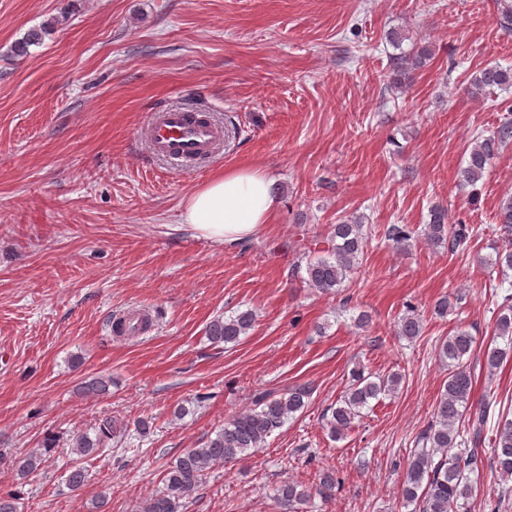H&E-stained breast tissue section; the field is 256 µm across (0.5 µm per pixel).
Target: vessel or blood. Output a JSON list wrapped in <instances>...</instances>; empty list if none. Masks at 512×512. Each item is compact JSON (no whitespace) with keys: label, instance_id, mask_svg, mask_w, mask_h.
Wrapping results in <instances>:
<instances>
[{"label":"vessel or blood","instance_id":"obj_1","mask_svg":"<svg viewBox=\"0 0 512 512\" xmlns=\"http://www.w3.org/2000/svg\"><path fill=\"white\" fill-rule=\"evenodd\" d=\"M221 138L219 128L178 109L152 112L146 128L150 151L174 162L211 156Z\"/></svg>","mask_w":512,"mask_h":512}]
</instances>
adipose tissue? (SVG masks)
Listing matches in <instances>:
<instances>
[{"label":"adipose tissue","instance_id":"ef3b65f1","mask_svg":"<svg viewBox=\"0 0 512 512\" xmlns=\"http://www.w3.org/2000/svg\"><path fill=\"white\" fill-rule=\"evenodd\" d=\"M274 181L252 163L213 175L186 197L181 223L195 236L233 245L261 234L279 206Z\"/></svg>","mask_w":512,"mask_h":512}]
</instances>
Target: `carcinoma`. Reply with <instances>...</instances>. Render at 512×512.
Here are the masks:
<instances>
[{
	"instance_id": "cac0c4a2",
	"label": "carcinoma",
	"mask_w": 512,
	"mask_h": 512,
	"mask_svg": "<svg viewBox=\"0 0 512 512\" xmlns=\"http://www.w3.org/2000/svg\"><path fill=\"white\" fill-rule=\"evenodd\" d=\"M50 26L33 28L11 47L17 57L29 53V48L42 43ZM429 50L419 48L412 56L398 55L391 63L396 76L407 79L424 65ZM512 87V68L487 65L480 69L470 82L469 93L481 94L493 88ZM512 146V120L506 119L488 136H482L471 147L466 165L460 177L468 185H476L484 176L487 166L504 150ZM424 227L425 239L434 245H448V251H465L476 235L475 229L466 224L448 223V211L436 204L428 213ZM496 223L505 245L494 248L495 257L490 264L499 267L502 282L509 283L508 271H512V196L505 199L498 209ZM385 238L397 248L409 245L412 231L407 224H391L385 230ZM367 243V233L362 217L344 216L331 225L327 236V248L322 254L306 263L304 281L311 288L332 293L359 265ZM152 323V318L138 310H132L110 320L113 333L136 338ZM254 315L243 311L228 317H217L207 326V335L215 344H235L252 328ZM423 322L417 310L409 306L398 321V335L414 339L421 335ZM494 336L509 338L508 347L488 346L483 352L484 364L489 372L499 369L512 358V294H506L499 305L494 325ZM475 337L458 327L444 339L440 347L442 361L447 363L448 378L434 412V420L423 430L416 448L409 458L402 480L404 506L412 512H470V501L479 493V479L483 471V456L479 445L489 415L490 402H472L476 385L467 361L473 351ZM402 375L392 373L373 377L361 370L352 373L345 394L331 408L326 425L334 438L349 430L370 401L381 394L397 392ZM311 395L306 384L294 385L280 391H259L253 395L252 406L220 429L200 448H188L165 470L164 487L146 497L139 504V512H184L187 500L193 498L203 485L206 475L213 469L230 464L251 448L262 447L266 439L281 429L288 419L304 410ZM95 435L77 433L68 441L77 462L71 467L67 482L76 490L86 480V469L81 461L102 451L112 438L121 434L117 424L106 419L94 428ZM56 447V439L46 436L42 448L11 459V466L20 478L25 479L42 469L46 456ZM490 469L497 473L504 484L500 500L512 496V419L498 421L493 441ZM322 501L332 500L336 494V478L330 471L320 474L316 491L297 483L276 488L273 499L283 512H298V507L310 502L312 495Z\"/></svg>"
}]
</instances>
